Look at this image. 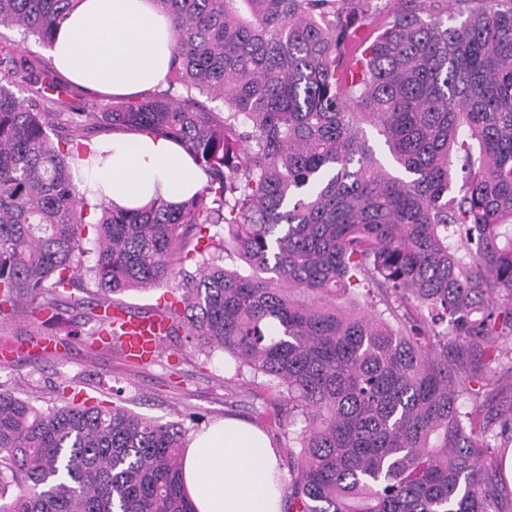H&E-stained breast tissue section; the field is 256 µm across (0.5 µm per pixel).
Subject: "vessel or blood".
Here are the masks:
<instances>
[{
  "instance_id": "b4317fda",
  "label": "vessel or blood",
  "mask_w": 512,
  "mask_h": 512,
  "mask_svg": "<svg viewBox=\"0 0 512 512\" xmlns=\"http://www.w3.org/2000/svg\"><path fill=\"white\" fill-rule=\"evenodd\" d=\"M125 333L112 337L110 326H103L99 332L101 344H117L128 360L148 363L157 358L162 349L163 334L169 325L163 313L148 317L128 316L124 319Z\"/></svg>"
}]
</instances>
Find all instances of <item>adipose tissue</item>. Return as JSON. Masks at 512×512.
<instances>
[{
    "mask_svg": "<svg viewBox=\"0 0 512 512\" xmlns=\"http://www.w3.org/2000/svg\"><path fill=\"white\" fill-rule=\"evenodd\" d=\"M173 40L153 0H78L56 25L53 64L70 83L111 96L164 84ZM79 161L82 190L122 208L177 204L205 181L176 142L151 134L96 139ZM280 451L258 427L227 418L194 434L182 462L194 512H281Z\"/></svg>",
    "mask_w": 512,
    "mask_h": 512,
    "instance_id": "ef3b65f1",
    "label": "adipose tissue"
}]
</instances>
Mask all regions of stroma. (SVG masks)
<instances>
[{"label":"stroma","instance_id":"obj_1","mask_svg":"<svg viewBox=\"0 0 512 512\" xmlns=\"http://www.w3.org/2000/svg\"><path fill=\"white\" fill-rule=\"evenodd\" d=\"M96 326L82 309L69 310L52 326L65 342L62 357L36 358L25 347L29 321L16 316L0 327V349L13 351L10 362L0 364V388L53 402L63 386L79 399L117 400L130 412L162 423L181 412L199 414L200 423L188 426L192 432L231 417L257 426L270 438L278 437L268 411L270 393L250 373L235 376L229 357L192 350L185 336L179 335L166 338L154 363L137 366L114 348L87 354L80 337Z\"/></svg>","mask_w":512,"mask_h":512}]
</instances>
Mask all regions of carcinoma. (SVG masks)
Here are the masks:
<instances>
[{"mask_svg":"<svg viewBox=\"0 0 512 512\" xmlns=\"http://www.w3.org/2000/svg\"><path fill=\"white\" fill-rule=\"evenodd\" d=\"M153 2L172 57L140 96L74 104L49 61L0 40V323L24 305L51 336L90 285L89 316L114 321L112 296L167 281L166 335L277 396L283 512L512 502L493 371L512 374V6L448 23L420 0L356 46L373 0ZM74 3L0 0V25L48 44ZM110 131L179 143L206 183L178 205L90 203L74 167ZM363 293L385 309L340 301ZM187 432L0 390V512H192Z\"/></svg>","mask_w":512,"mask_h":512,"instance_id":"1","label":"carcinoma"}]
</instances>
